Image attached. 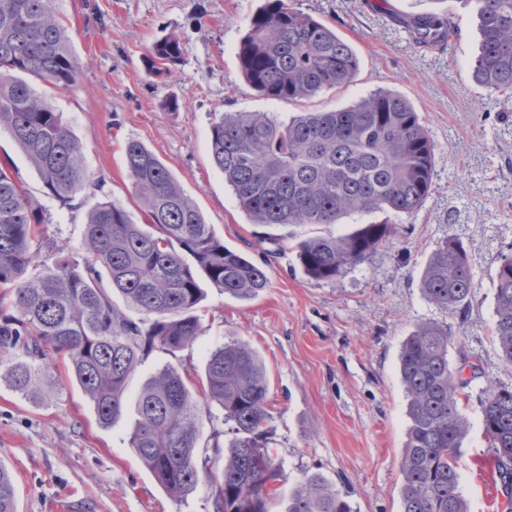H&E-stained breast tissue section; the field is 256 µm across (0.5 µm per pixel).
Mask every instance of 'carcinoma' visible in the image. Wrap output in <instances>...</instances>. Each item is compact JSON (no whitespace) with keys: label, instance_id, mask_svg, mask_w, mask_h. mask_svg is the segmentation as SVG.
Wrapping results in <instances>:
<instances>
[{"label":"carcinoma","instance_id":"cac0c4a2","mask_svg":"<svg viewBox=\"0 0 512 512\" xmlns=\"http://www.w3.org/2000/svg\"><path fill=\"white\" fill-rule=\"evenodd\" d=\"M479 20L481 48L474 83L512 92V0H467ZM415 43L433 45L452 33L449 18L410 20ZM181 57L166 36L144 56L160 75ZM239 59L246 81L276 99L302 100L351 83L358 58L344 38L295 6L265 0L248 23ZM80 69L54 0H0V130L7 131L37 170L50 197L66 201L86 179L80 144L59 112L18 74L70 87ZM210 148L238 207L254 224H338L365 212H415L432 186L435 145L404 97L377 89L345 108L300 112L279 120L267 112H222L211 124ZM128 176L139 209L154 231L112 201L94 206L84 254L57 259L30 275L44 239L38 201L0 167V288L14 295V313L0 317V382L28 399L52 397L55 355L89 398L100 425L118 421L129 380L155 349L175 353L201 334L195 315L204 278L226 294L257 296L267 276L227 248L158 156L142 142L126 143ZM398 237L395 224L304 239L297 254L307 276L334 281ZM494 339L512 364V254L494 279ZM475 275L459 241L445 240L430 254L419 280L423 296L441 308L467 306ZM143 314L129 318L117 305ZM450 326L426 322L403 341L399 374L407 399V440L401 459V512H469L457 461L468 431L458 407L466 382L452 368ZM199 402L182 370L167 364L135 400L130 446L162 489L174 498L200 482L214 512H270L281 473L270 452L269 385L261 358L232 339L208 356ZM217 408L221 416L212 413ZM482 429L493 474L512 512V388L488 382L480 396ZM221 421L201 442L203 418ZM0 512H17L13 475L0 464ZM285 512H351L317 474L297 481Z\"/></svg>","mask_w":512,"mask_h":512}]
</instances>
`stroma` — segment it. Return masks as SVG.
Returning <instances> with one entry per match:
<instances>
[{
  "label": "stroma",
  "mask_w": 512,
  "mask_h": 512,
  "mask_svg": "<svg viewBox=\"0 0 512 512\" xmlns=\"http://www.w3.org/2000/svg\"><path fill=\"white\" fill-rule=\"evenodd\" d=\"M263 0H55L59 21L81 62L76 88L38 85L81 143L83 189L66 202L43 192L41 179L6 131L0 165H9L42 206L41 263L78 256L86 217L100 201L122 204L137 222L125 144L147 145L196 203L225 245L263 268L268 286L239 300L201 281L196 314L204 329L190 348L151 352L131 378L128 399L171 363L200 383L211 348L232 339L261 356L269 380L272 454L286 474L272 512L306 473L323 476L353 512H401L400 461L406 397L398 374L403 340L424 322H445L457 342L452 366L470 384L460 408L469 433L458 460L470 512H504L488 463L479 395L488 382L512 386V366L492 343L493 279L512 254V97L487 96L470 79L481 36L466 0H297V6L348 39L359 57L353 81L304 102L273 100L243 79L237 52ZM447 15L451 44L417 46L401 20ZM175 35L182 60L170 73L147 74L143 56ZM404 96L435 143L433 187L422 207L398 223V242L336 281L302 271L297 244L345 234L352 222L268 228L252 224L212 163L210 126L219 112L334 110L373 90ZM460 241L476 285L462 311L428 302L418 288L426 260L443 240ZM47 400L25 399L0 382V462L15 476L17 512H213L206 484L168 495L129 445L133 409L100 426L92 404L64 368Z\"/></svg>",
  "instance_id": "stroma-1"
}]
</instances>
